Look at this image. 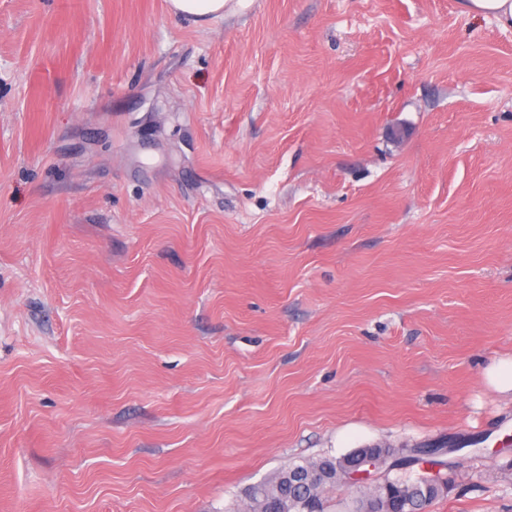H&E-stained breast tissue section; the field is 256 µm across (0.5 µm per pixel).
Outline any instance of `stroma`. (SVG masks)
<instances>
[{"mask_svg":"<svg viewBox=\"0 0 512 512\" xmlns=\"http://www.w3.org/2000/svg\"><path fill=\"white\" fill-rule=\"evenodd\" d=\"M512 27L461 0H0V512H245L445 447L512 512ZM226 0H168L170 10L194 24H204L224 16ZM490 384L502 392H512V356L501 358L487 371ZM375 447L358 448L326 469L334 468L337 476L362 483L369 478L371 470L384 468L388 472L391 468V454ZM330 457V456H329ZM327 456H321L316 460L306 461L303 464L289 465L288 468L278 471L270 479L261 482L262 488L254 493L249 492L246 497L251 503L253 512H323V493L327 487L334 486L336 482L322 479L309 484L302 490L300 488H285V476L288 470L296 467L312 469L320 465ZM317 511H308L312 507Z\"/></svg>","mask_w":512,"mask_h":512,"instance_id":"1","label":"stroma"}]
</instances>
